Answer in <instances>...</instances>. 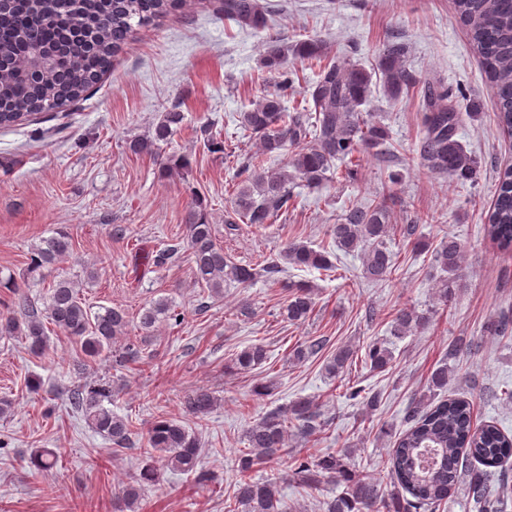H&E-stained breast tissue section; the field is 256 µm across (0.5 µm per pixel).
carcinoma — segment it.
<instances>
[{"label":"carcinoma","mask_w":512,"mask_h":512,"mask_svg":"<svg viewBox=\"0 0 512 512\" xmlns=\"http://www.w3.org/2000/svg\"><path fill=\"white\" fill-rule=\"evenodd\" d=\"M182 0H80L74 7L66 0H7L0 3V127H10L41 112H55L68 103L82 100L93 85L112 69V58L128 44L138 27L180 7ZM224 19L241 28L263 29L267 18L260 0H224ZM461 24L466 28L472 48L478 55L490 91L496 101L498 125L512 131V0H454ZM34 47L45 48L52 64L38 73H30V55ZM404 45L384 43L376 53L375 67L384 76L386 95L397 99L414 89L412 76L402 67ZM300 62L316 61L318 79L310 86L313 107L288 111L290 78L264 94L254 107L239 115L240 127L260 140L262 156L242 162L234 178L232 224L262 226L273 224L288 212L296 182L310 190L323 183L344 165L353 164L370 152L379 159L394 155L389 132L381 120L363 112L371 92L372 73L358 64L322 63L319 46L299 43L293 49L279 40L266 48L263 66L278 72L288 55ZM479 116L478 106L464 114L449 98L448 90L430 87L420 104V157L431 173L447 174L461 184L473 182L480 170L478 158L467 152L457 139L464 117ZM179 112H165L151 136L129 142V150L158 155L159 143L182 122ZM288 153L293 171L268 170L265 162ZM393 218L392 196L382 193L367 202L351 204L338 222L331 226L330 242L318 250L302 241L284 243L279 257L254 264H238L224 253L214 238L213 225L203 203L189 210L186 220V244L190 250L197 283L214 296L227 284L244 288L261 281L281 284L283 265L334 271L331 247L345 254H358L362 275L372 282H383L393 272V254L387 245ZM434 216H416L406 225L403 240L416 248L425 247L417 234L418 224ZM483 231L501 251H512V167L499 173L496 198ZM72 249L68 234L59 232L32 249L28 269L32 273L65 258ZM181 246L171 245L145 256L147 264L161 268L177 258ZM461 244L453 237L433 250L435 266L443 272L436 282L438 299L448 304L462 287ZM4 287L11 284L6 282ZM13 288V287H11ZM288 295L281 307L282 319L298 324L306 321L315 308L314 290L306 284H284ZM13 307L0 313V335L21 336L29 352L42 355L50 344L49 326H54L80 345L87 361L110 351L113 340L126 333L129 316L120 306H101L91 312L80 297L76 283L69 278L53 282L44 308L13 288ZM181 313L161 298L144 308L139 328L149 332L157 324L178 320ZM432 316L414 308H401L390 315V333L406 336L430 325ZM484 334L500 340L512 339V317L502 314L483 327ZM326 340L309 339L293 347L292 360L303 362L323 352ZM358 353L349 348L336 349L326 359L324 370L331 378L349 373ZM268 361L260 344L236 352L232 367L248 372ZM365 364L377 372L393 366L391 349L379 342L367 347ZM120 367L133 368L141 363L140 348L130 343L115 355ZM434 391L448 390V364L435 368L429 377ZM112 398V386L106 383L77 385L70 389L69 402L98 433L112 443V452L129 449L134 431L129 419L104 407ZM221 400L206 388L188 391L182 400L184 412L203 419ZM409 428L399 435L389 453V484L361 471L346 468L343 458L333 454L296 460L293 479L300 494L316 499L324 485L341 478L349 492L322 502L325 512H437L441 504L463 491L475 512H505L509 483L506 474L493 477L512 457V437L494 424L474 425L473 408L468 401L444 396L441 400H419L406 409ZM329 421L314 401L299 398L254 422L245 433L247 451L240 456L238 480L232 497L224 502L225 512H278L280 498L275 478L255 476V468L285 449L288 430H297L307 442H315L325 433ZM141 449L144 465L139 477L124 486L119 497V512H139L142 492L159 481L161 466L183 473H196L199 485L208 477L197 472L200 448L195 434L176 418L161 414L145 435ZM58 464L55 452L35 451L31 465L38 472H51Z\"/></svg>","instance_id":"cac0c4a2"}]
</instances>
